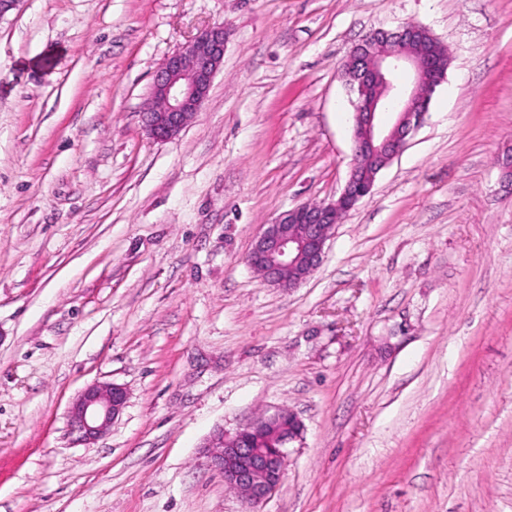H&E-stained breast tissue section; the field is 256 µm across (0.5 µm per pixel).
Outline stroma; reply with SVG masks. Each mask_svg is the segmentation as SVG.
<instances>
[{
	"label": "stroma",
	"instance_id": "1",
	"mask_svg": "<svg viewBox=\"0 0 512 512\" xmlns=\"http://www.w3.org/2000/svg\"><path fill=\"white\" fill-rule=\"evenodd\" d=\"M425 26L429 112L294 288L246 264L343 191L366 33ZM224 26L175 138L166 56ZM512 0H17L0 15V512H512ZM126 387L92 447L67 409ZM301 420L257 507L204 457ZM224 44V26L207 27L163 60L154 76L151 105L142 112L152 139L178 136L200 110L224 62Z\"/></svg>",
	"mask_w": 512,
	"mask_h": 512
}]
</instances>
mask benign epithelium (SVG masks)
I'll use <instances>...</instances> for the list:
<instances>
[{
    "instance_id": "benign-epithelium-1",
    "label": "benign epithelium",
    "mask_w": 512,
    "mask_h": 512,
    "mask_svg": "<svg viewBox=\"0 0 512 512\" xmlns=\"http://www.w3.org/2000/svg\"><path fill=\"white\" fill-rule=\"evenodd\" d=\"M380 35V43L372 33L363 37L343 66V78L354 95L353 158L343 192L334 201L304 203L281 214L265 225L248 255L249 265L271 285L296 287L319 267L338 219L373 190L377 174L364 171L363 159L371 158L383 169L399 155L445 78L447 67L423 56V43L430 35L426 27L409 24ZM224 44V27H207L163 60L154 76L151 105L142 112L143 126L152 139L178 136L200 110L224 62ZM401 68L413 73L408 86L394 82ZM126 401L127 391L118 384H93L82 390L67 410L76 441L84 445L97 441ZM285 419L288 435L266 446L255 443L261 430ZM301 433L300 420L285 410L257 418L231 437L218 431L206 443L208 466L224 477V485L256 505L280 486L286 445Z\"/></svg>"
}]
</instances>
